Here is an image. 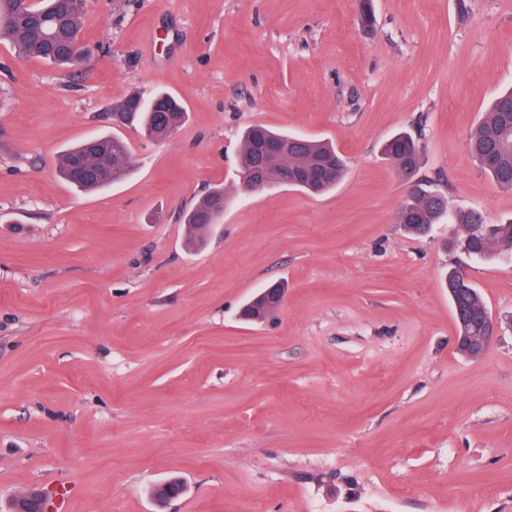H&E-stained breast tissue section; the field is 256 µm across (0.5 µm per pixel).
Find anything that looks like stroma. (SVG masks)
I'll return each instance as SVG.
<instances>
[{"label":"stroma","instance_id":"35a3bbf8","mask_svg":"<svg viewBox=\"0 0 512 512\" xmlns=\"http://www.w3.org/2000/svg\"><path fill=\"white\" fill-rule=\"evenodd\" d=\"M87 0L76 71L0 41V503L66 512H512V329L464 358L443 276L512 315V261L395 214L421 187L512 219L468 151L512 87V0ZM134 91L187 111L153 141L102 115ZM253 124L331 142L330 193L244 191ZM420 139L414 177L381 143ZM131 166L102 192L57 174L97 134ZM231 199L204 246L184 213ZM261 323L244 301L274 282ZM171 476L186 494L159 509ZM264 288L261 291H259L252 299L251 301L246 305L251 304H259V305H265L269 307H278V308H272L265 312L264 314L260 315L258 314V317H254L253 313L249 311V309L243 308L242 315L247 320L245 321H262L271 316L276 310L279 309V307L283 304L285 299V288L278 284V286ZM10 512H48L46 496L36 488H31L11 500Z\"/></svg>","mask_w":512,"mask_h":512}]
</instances>
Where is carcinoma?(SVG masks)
<instances>
[{
	"label": "carcinoma",
	"mask_w": 512,
	"mask_h": 512,
	"mask_svg": "<svg viewBox=\"0 0 512 512\" xmlns=\"http://www.w3.org/2000/svg\"><path fill=\"white\" fill-rule=\"evenodd\" d=\"M85 0H38L32 6L25 0H0V40L11 42L18 52L57 66L77 65L85 57L84 49H73L66 55L49 50V43L59 36H66L74 44L81 43L82 19ZM512 105V89L498 93L490 102L479 122L471 131L468 149L477 166L502 190L512 191V119L504 109ZM112 124L141 126L146 135L155 139L166 137V129L181 126L186 111L180 101L167 94L146 98L131 93L115 103ZM266 139L288 144L284 163L288 171L303 178L310 166L324 161L333 170L315 183L307 180L298 189L322 194L336 187L346 171V164L336 149L321 141L299 135L274 132L261 124L250 126L242 138L241 177L254 172L260 164L257 150ZM381 154L393 162L402 174L410 176L419 167V144L408 133H399L384 142ZM129 148L117 136L90 137L76 147L65 151L59 162L61 176L79 190L99 191L112 185L128 165ZM81 161L91 164L98 172L95 178H78L75 165ZM228 197L224 188L217 186L209 191L185 216L184 223L190 231L199 233L218 223L224 214ZM405 216L403 226L410 232L421 233L440 219L457 224L462 233L452 246L464 254L480 253L491 256L496 246L512 240V221L490 225L484 213L477 209L448 207L445 197L434 191L419 190L412 200L402 206Z\"/></svg>",
	"instance_id": "obj_1"
}]
</instances>
